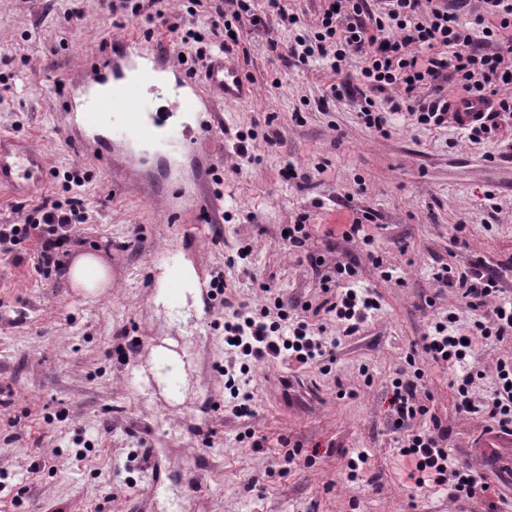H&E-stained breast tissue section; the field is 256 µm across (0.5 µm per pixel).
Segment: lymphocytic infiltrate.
Instances as JSON below:
<instances>
[{
    "instance_id": "1",
    "label": "lymphocytic infiltrate",
    "mask_w": 512,
    "mask_h": 512,
    "mask_svg": "<svg viewBox=\"0 0 512 512\" xmlns=\"http://www.w3.org/2000/svg\"><path fill=\"white\" fill-rule=\"evenodd\" d=\"M319 10L311 36L297 35L288 52L300 63L312 58L327 60L337 80L328 95L358 100V117L369 130L386 133L392 113L409 112L417 124L442 128L448 125L446 91L458 97L478 98L489 107L469 127L472 139L498 129L502 115H512V0H481V17L463 16L469 0H326ZM360 56V83L340 81L347 61ZM383 94L377 106L374 94ZM89 210L82 198L67 203L40 204L20 224H0V253L14 263L24 261L20 244L36 239L39 244L36 270L50 276L58 270L77 225L86 223ZM356 271L339 265L333 278L339 290L330 304L345 333L358 331L373 311L379 310L377 293L355 288ZM443 286L458 288L473 308L486 307L489 320L474 321L462 331L455 314L432 322L422 338V351L434 363L452 368L451 386L459 407L468 413H487L502 429L512 428V358L496 362V388L486 399L470 395L474 379L476 348L464 342L465 334L487 341H503L512 335V300L507 299L497 275L480 269L453 271L448 265L433 274ZM224 347L240 359L239 366L223 369L226 404L238 417L247 416L251 394L250 364L262 359L293 363L298 367L323 364L332 357L335 342L321 336L298 312L283 305L254 311L246 305L230 308L224 317ZM421 370L391 382L392 412L396 428L402 429L422 411L417 403ZM447 430L440 427L409 434L401 442V455L413 457L421 488L450 486L453 498H474L487 491L481 475L462 464L445 448Z\"/></svg>"
}]
</instances>
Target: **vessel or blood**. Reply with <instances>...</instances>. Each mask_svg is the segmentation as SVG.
I'll return each mask as SVG.
<instances>
[{
    "label": "vessel or blood",
    "instance_id": "b4317fda",
    "mask_svg": "<svg viewBox=\"0 0 512 512\" xmlns=\"http://www.w3.org/2000/svg\"><path fill=\"white\" fill-rule=\"evenodd\" d=\"M172 71L173 88L159 84V75ZM247 87L239 67L216 52L203 77H196L170 61L159 49L137 40L114 43L111 53L86 68L69 84L63 102L67 114L75 118L74 143L96 162H111L113 154L125 152L130 140L183 143L179 119L197 115L196 133L214 136L221 131L216 121L215 100L241 99ZM448 110L460 127L471 125L486 112L478 100L449 99ZM46 153L39 147L10 136L0 135V189L21 198L32 194L49 179ZM159 380L169 395H177L181 385L174 358L158 356Z\"/></svg>",
    "mask_w": 512,
    "mask_h": 512
}]
</instances>
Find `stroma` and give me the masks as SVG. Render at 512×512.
<instances>
[{
    "mask_svg": "<svg viewBox=\"0 0 512 512\" xmlns=\"http://www.w3.org/2000/svg\"><path fill=\"white\" fill-rule=\"evenodd\" d=\"M142 4V18L122 30L106 0H0V134L42 147L53 172L29 197L1 190L0 224L22 223L36 205L73 194L92 212L51 276L0 254V512H497L511 503L503 468L512 447L482 445L497 421L460 412L452 370L431 364L418 342L447 313L464 328L481 316L434 280L435 267H491L512 292V141L493 134L472 143L455 126L428 130L405 112L393 115L387 135L366 129L356 103L326 97L333 78L325 60L302 65L271 52L269 39L286 46L310 33L321 4L287 0L301 28L271 17L268 32L237 29L234 57L249 98L216 102L224 129L199 139L194 153L142 145L158 176L143 187L124 158L100 167L73 147L57 91L112 41H179L146 17L179 12L180 0ZM269 128L278 133L273 146L262 138ZM247 131L258 137L244 159L233 146ZM198 157L224 177L218 207L194 218L161 210L157 196L188 188ZM289 164L307 180L284 178ZM76 165L87 178L70 189L61 175ZM333 209L368 215L369 241L326 237ZM305 212L312 238L295 253L283 231ZM246 245L249 266H228ZM83 252L109 269L108 287L94 296L65 279L64 266ZM171 258L201 279L221 271L231 300L305 309L309 322L339 337L332 361L300 371L255 363L252 414L235 417L215 401L224 392L216 369L225 360L223 308L202 294L158 302ZM340 264L381 300L347 337L326 311L336 297L326 278ZM167 337L191 360L174 398L127 382L151 343ZM477 351L483 376L472 391L480 400L494 388L497 359L512 357V338ZM412 365L424 372V413L398 430L390 382ZM435 422L447 429L448 447L481 469L487 492L454 500L410 479L399 441ZM360 452L367 461L354 475L347 464Z\"/></svg>",
    "mask_w": 512,
    "mask_h": 512,
    "instance_id": "stroma-1",
    "label": "stroma"
}]
</instances>
